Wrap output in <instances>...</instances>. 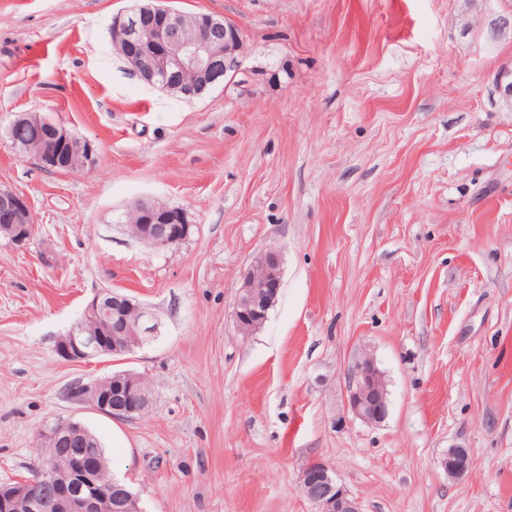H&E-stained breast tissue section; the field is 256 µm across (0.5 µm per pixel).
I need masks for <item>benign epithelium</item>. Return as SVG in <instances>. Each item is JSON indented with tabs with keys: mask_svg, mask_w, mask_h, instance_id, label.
<instances>
[{
	"mask_svg": "<svg viewBox=\"0 0 512 512\" xmlns=\"http://www.w3.org/2000/svg\"><path fill=\"white\" fill-rule=\"evenodd\" d=\"M183 19L184 14L157 4V0H146L114 16L112 25L124 30V61L145 83L166 88L177 84L186 73L199 75L200 82L181 86L182 94L194 100L223 84L230 72L236 70L243 38L236 26L223 19L198 14L200 36L187 40L182 36ZM495 85L503 101L512 108V70H500ZM19 122L35 131L33 142L39 149L32 158L41 168L56 170L65 167L68 161L86 166L94 163V144L76 138L63 124H49L37 113H29ZM143 212L144 224L136 238L146 245L170 247L188 237L191 225L187 224L183 211L156 212L145 208ZM0 223L10 226L9 244L17 249L25 248L38 230L28 199L9 189H0ZM282 284L280 251L268 248L257 253L237 291L234 320L240 334L249 336L264 324ZM157 328L149 308L127 295L101 291L88 302L82 319L59 338L56 351L68 361H82L114 353L117 346L108 340L110 336H135L141 346L156 336ZM110 382L106 377L80 383L75 387L76 397L109 416L132 418L149 411L151 391L132 386L114 400L108 391ZM345 408L366 423H380L388 415L384 375L368 352L362 353L346 369ZM83 430L81 423L66 420L42 431L39 438L55 442L71 439ZM438 464L448 476L456 478L473 469L475 460L465 448H450ZM43 486L54 488L62 501V512H99L100 503L106 500V495L83 469L73 470L64 481L55 467L40 465L32 478L0 488V512H11L17 497L26 498L30 512H42L39 490ZM299 488L315 504L317 512H361L357 499L337 484L332 471L323 463H311L303 469Z\"/></svg>",
	"mask_w": 512,
	"mask_h": 512,
	"instance_id": "obj_1",
	"label": "benign epithelium"
}]
</instances>
